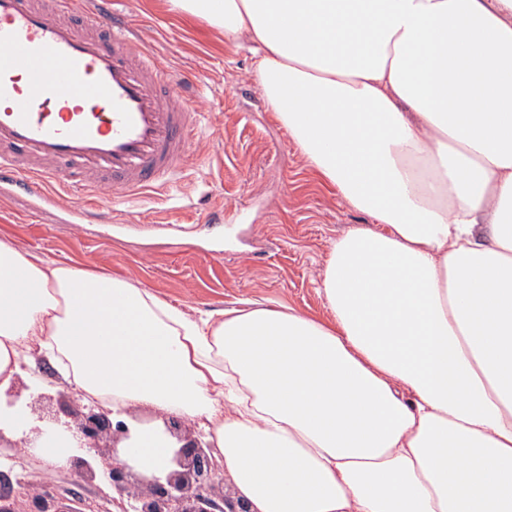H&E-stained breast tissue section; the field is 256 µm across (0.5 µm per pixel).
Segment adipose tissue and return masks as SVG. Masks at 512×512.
I'll return each mask as SVG.
<instances>
[{"label": "adipose tissue", "mask_w": 512, "mask_h": 512, "mask_svg": "<svg viewBox=\"0 0 512 512\" xmlns=\"http://www.w3.org/2000/svg\"><path fill=\"white\" fill-rule=\"evenodd\" d=\"M249 43L267 107L370 224L333 241L328 318L248 300L196 319L124 278L0 238V433L50 360L132 425L202 422L251 512H512V0H168ZM60 425L37 450L68 467Z\"/></svg>", "instance_id": "ef3b65f1"}]
</instances>
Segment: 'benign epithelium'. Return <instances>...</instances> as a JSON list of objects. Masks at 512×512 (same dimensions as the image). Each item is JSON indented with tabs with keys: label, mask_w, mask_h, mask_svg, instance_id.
I'll use <instances>...</instances> for the list:
<instances>
[{
	"label": "benign epithelium",
	"mask_w": 512,
	"mask_h": 512,
	"mask_svg": "<svg viewBox=\"0 0 512 512\" xmlns=\"http://www.w3.org/2000/svg\"><path fill=\"white\" fill-rule=\"evenodd\" d=\"M72 404L68 414L76 432L84 441V452L105 459L106 474L112 487L132 501L133 512H250L247 503L224 489V477L210 454V446L182 421L164 422L166 430L177 441L165 477L139 479L134 469L119 456L114 439H128L129 428L120 421L113 423L111 412L93 408L82 411L78 398L61 395ZM36 510L24 502L0 504V512H51L47 496L32 492L29 496Z\"/></svg>",
	"instance_id": "obj_1"
}]
</instances>
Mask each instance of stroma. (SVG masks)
Segmentation results:
<instances>
[{
    "instance_id": "35a3bbf8",
    "label": "stroma",
    "mask_w": 512,
    "mask_h": 512,
    "mask_svg": "<svg viewBox=\"0 0 512 512\" xmlns=\"http://www.w3.org/2000/svg\"><path fill=\"white\" fill-rule=\"evenodd\" d=\"M173 71L194 78L201 134L180 181L145 191L137 217L184 225L181 234L126 225L58 224L32 216L24 199L0 196V237L51 260L79 264L150 289L192 314L243 299L326 314L318 281L337 236L367 215L320 185L287 131L268 112L248 47L188 20L168 0H116ZM43 461L0 449V492L37 482L58 512H127L129 501L104 479L76 481L74 469L44 474Z\"/></svg>"
}]
</instances>
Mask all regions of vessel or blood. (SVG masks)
<instances>
[{"label":"vessel or blood","instance_id":"b4317fda","mask_svg":"<svg viewBox=\"0 0 512 512\" xmlns=\"http://www.w3.org/2000/svg\"><path fill=\"white\" fill-rule=\"evenodd\" d=\"M112 0H0V194L129 224L184 172L198 113Z\"/></svg>","mask_w":512,"mask_h":512}]
</instances>
